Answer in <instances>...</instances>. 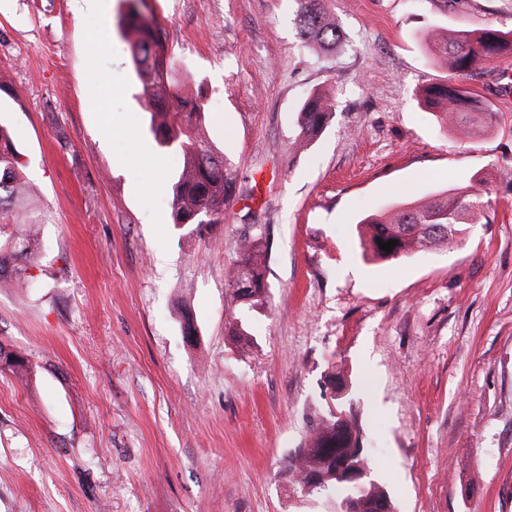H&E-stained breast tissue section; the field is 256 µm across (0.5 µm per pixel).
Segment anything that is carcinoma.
<instances>
[{
  "mask_svg": "<svg viewBox=\"0 0 512 512\" xmlns=\"http://www.w3.org/2000/svg\"><path fill=\"white\" fill-rule=\"evenodd\" d=\"M295 2L301 43L321 54L336 51L343 35L331 10L332 0ZM145 8V0H125L120 24L132 34L130 52L141 89L139 97L148 105L149 130L162 151L180 158L173 185V224L201 237L211 225L224 220V200L232 187L231 162L204 135L205 112L200 98L179 92L163 30ZM426 43L434 57L443 60L456 76L465 77L475 66L511 48L512 38L491 26L458 37L448 36L443 27H434ZM423 97L447 127L463 126L475 135L497 122V113L490 105L458 82L428 87ZM333 110L334 98L327 92L315 91L306 97L299 112L297 148L307 147L322 132ZM490 207L489 192L461 187L451 194L366 217L359 225L360 246L382 261L406 258L419 248H444ZM43 223L12 129L0 119V283L14 287L31 278L30 269L39 266V227ZM380 240H395L397 246L387 253L379 246ZM268 252V241L253 239L245 244L229 273L231 301L246 311L266 305ZM229 336L239 344H249L250 333L243 318H233ZM329 378L335 381L334 399L339 404L310 421L303 444L285 460L284 475L299 490H308L310 496L337 495L340 504L353 506L351 512H394L388 491L377 482L369 481L358 489L336 476L337 460L356 457L361 437L351 414L340 404L344 399L340 373Z\"/></svg>",
  "mask_w": 512,
  "mask_h": 512,
  "instance_id": "1",
  "label": "carcinoma"
}]
</instances>
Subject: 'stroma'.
Masks as SVG:
<instances>
[{
  "mask_svg": "<svg viewBox=\"0 0 512 512\" xmlns=\"http://www.w3.org/2000/svg\"><path fill=\"white\" fill-rule=\"evenodd\" d=\"M333 3L345 44L317 57L294 0H147L236 167L223 223L192 239L123 0H0V117L45 214L32 280L0 290V345L32 364L0 371V512H336L282 472L334 366L395 512H512V53L464 80L498 114L480 136L418 96L451 77L429 24L512 31V0ZM326 87L335 115L295 151ZM467 185L493 208L457 243L362 254L361 219ZM259 236L269 294L243 348L226 279Z\"/></svg>",
  "mask_w": 512,
  "mask_h": 512,
  "instance_id": "stroma-1",
  "label": "stroma"
}]
</instances>
